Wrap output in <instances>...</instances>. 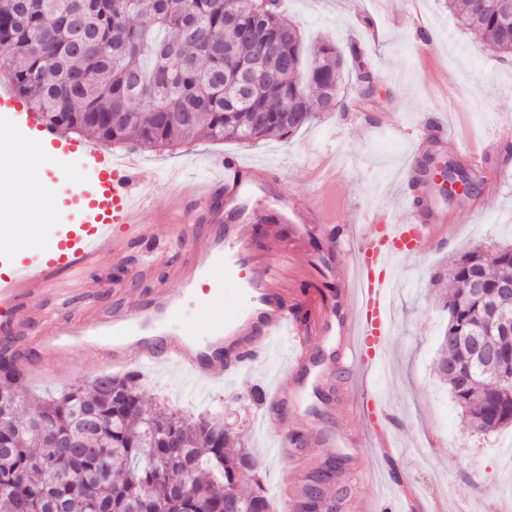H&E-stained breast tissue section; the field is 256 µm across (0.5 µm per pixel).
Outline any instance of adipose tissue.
<instances>
[{
	"label": "adipose tissue",
	"mask_w": 512,
	"mask_h": 512,
	"mask_svg": "<svg viewBox=\"0 0 512 512\" xmlns=\"http://www.w3.org/2000/svg\"><path fill=\"white\" fill-rule=\"evenodd\" d=\"M53 183L37 163L14 168L0 176V238L22 243L45 237L48 223L30 217L31 208L44 201Z\"/></svg>",
	"instance_id": "adipose-tissue-1"
}]
</instances>
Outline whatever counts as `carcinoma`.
<instances>
[{
    "label": "carcinoma",
    "mask_w": 512,
    "mask_h": 512,
    "mask_svg": "<svg viewBox=\"0 0 512 512\" xmlns=\"http://www.w3.org/2000/svg\"><path fill=\"white\" fill-rule=\"evenodd\" d=\"M479 0H447L458 24L490 51L512 56V24ZM274 40L279 52H266ZM262 60L263 79L240 96V67ZM346 60L324 41L305 55L281 0H0V69L46 126L101 144L157 149L193 138L242 143L290 136L343 105ZM374 73L356 69L358 94ZM448 311L435 369L478 434L512 426V336L476 366L471 337L489 303L512 320V243L459 255L432 287ZM22 372L0 339V512H271L258 460L219 424L188 425L148 409L132 377L101 372L57 397H21ZM326 469L308 479L314 512ZM249 481L253 489L240 486Z\"/></svg>",
    "instance_id": "obj_1"
}]
</instances>
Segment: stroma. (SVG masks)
Here are the masks:
<instances>
[{"label": "stroma", "instance_id": "stroma-1", "mask_svg": "<svg viewBox=\"0 0 512 512\" xmlns=\"http://www.w3.org/2000/svg\"><path fill=\"white\" fill-rule=\"evenodd\" d=\"M284 13L300 26L306 46L328 39L342 49L357 46L342 75V109L325 112L292 138L250 143L189 140L170 150H142L140 187L162 179L172 168L187 177L208 178L215 161L232 155L256 167L261 178L283 185L282 202L262 193L246 196L249 209L273 215L286 204V237L300 235L303 225L336 221L358 234L371 230V217L389 224L404 220L402 170L418 181L430 220L452 229L450 243L433 244L421 253H404L395 261L390 302L393 333L383 369L348 365L327 390L328 401L306 391L301 408L266 421L262 404L250 397L290 381L295 341L277 336L262 343L257 357L226 372L222 382L194 380L169 369L141 370L136 350H129L132 372L144 401L176 411L186 422L205 418L232 424L241 441L260 462L268 496H275L288 473V458L274 454L284 437L306 438L303 471L329 457L341 462L339 477L327 487L340 497L338 512H356L359 501L390 512H407L400 490L415 496L420 512H432L446 500L468 512H512V427L491 435L473 432L441 388L433 364L446 320L428 283L457 254L471 245L512 239V59H497L479 37L461 28L445 0H284ZM377 76L366 100L352 84L358 64ZM476 167L479 178L497 175L499 202L484 208L483 194L441 197L433 173L422 163L430 152ZM165 205L155 199L145 220L160 247L163 262L153 264L145 244L129 241L120 263L83 272L86 288L109 303L110 289L129 295L179 286L167 277L181 255L168 225L157 223ZM333 250L337 270L353 264L344 245L310 239L290 258L287 283L293 295L333 297L344 283L312 268L315 257ZM371 389L384 407L382 424L397 450L381 453L376 437L365 447L350 448V436L365 434L369 414L360 406L363 389Z\"/></svg>", "mask_w": 512, "mask_h": 512}]
</instances>
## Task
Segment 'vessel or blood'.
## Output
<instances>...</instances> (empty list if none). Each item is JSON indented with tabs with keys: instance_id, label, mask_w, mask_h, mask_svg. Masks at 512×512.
Here are the masks:
<instances>
[{
	"instance_id": "1",
	"label": "vessel or blood",
	"mask_w": 512,
	"mask_h": 512,
	"mask_svg": "<svg viewBox=\"0 0 512 512\" xmlns=\"http://www.w3.org/2000/svg\"><path fill=\"white\" fill-rule=\"evenodd\" d=\"M29 139L52 156L66 147L59 134L44 125ZM87 157L95 167V182L90 188L77 185L78 222L54 236L37 257H10V275H0V334L19 337L22 346L61 370L76 349L100 356L109 367L125 368L131 345L144 365L168 364L193 379H215L249 359L259 341L291 329L302 347H309L313 337L337 331L348 361L375 358L385 345L384 289L391 257L403 250L421 252L437 240L433 225L424 221L422 200L406 199L404 222L377 227L351 241L355 266L341 298L355 303L356 314L337 318L335 306L325 303L318 312L295 318L284 272L267 250L244 241L238 226L224 221L225 210L234 208L242 195L264 189L251 167L229 157L215 165L210 178L193 180L174 170L166 182L137 190L133 182L143 166L137 151H128L116 165L101 147ZM155 196L164 197L167 215L182 219L177 239L185 253L174 278L183 293L193 292L208 273L209 267L198 264V255L209 257L211 267L223 273L222 286L234 312L225 316L215 336L204 342L191 337L179 318L177 299L163 288L135 299L124 295L105 306L77 287L68 292L75 305L46 316L41 328L32 330L26 300L48 291L61 271L77 275L85 267L121 260L129 240L151 239L152 227L145 224L144 214ZM302 390L297 380L265 392L268 418L297 405Z\"/></svg>"
}]
</instances>
